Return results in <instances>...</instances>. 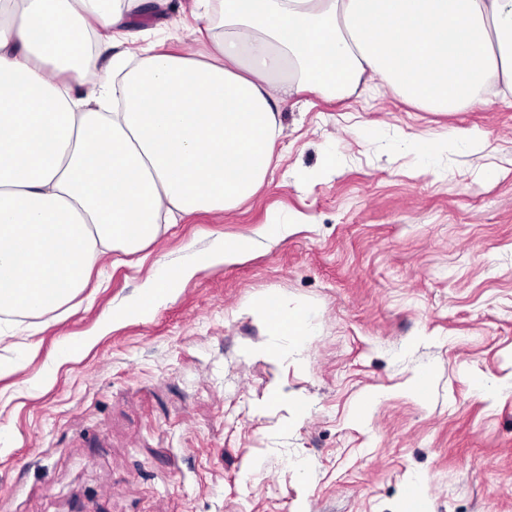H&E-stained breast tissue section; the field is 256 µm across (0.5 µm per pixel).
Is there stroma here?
<instances>
[{
    "instance_id": "35a3bbf8",
    "label": "stroma",
    "mask_w": 512,
    "mask_h": 512,
    "mask_svg": "<svg viewBox=\"0 0 512 512\" xmlns=\"http://www.w3.org/2000/svg\"><path fill=\"white\" fill-rule=\"evenodd\" d=\"M192 10L166 0L149 40L192 48ZM280 119L265 184L235 213L180 220L103 265L68 317L10 328L27 352L0 376V512H397L418 479L431 512H512V95L442 115L390 91L308 93ZM452 129L481 150L418 172L408 142ZM331 151L342 169L314 178ZM276 216L295 230L261 237ZM242 237L248 255L101 331L158 261ZM268 293L314 309L303 346L253 313Z\"/></svg>"
}]
</instances>
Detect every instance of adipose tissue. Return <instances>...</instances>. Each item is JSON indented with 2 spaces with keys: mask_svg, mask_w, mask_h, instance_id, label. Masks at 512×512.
Returning a JSON list of instances; mask_svg holds the SVG:
<instances>
[{
  "mask_svg": "<svg viewBox=\"0 0 512 512\" xmlns=\"http://www.w3.org/2000/svg\"><path fill=\"white\" fill-rule=\"evenodd\" d=\"M158 0H0V315L38 318L96 266L193 213L227 214L264 185L282 106L387 88L430 112L512 92V0H198L212 48L157 51L130 29ZM121 30L125 50L99 60ZM247 239L159 266L126 313L150 315ZM269 329L304 344L313 317L270 296Z\"/></svg>",
  "mask_w": 512,
  "mask_h": 512,
  "instance_id": "ef3b65f1",
  "label": "adipose tissue"
}]
</instances>
